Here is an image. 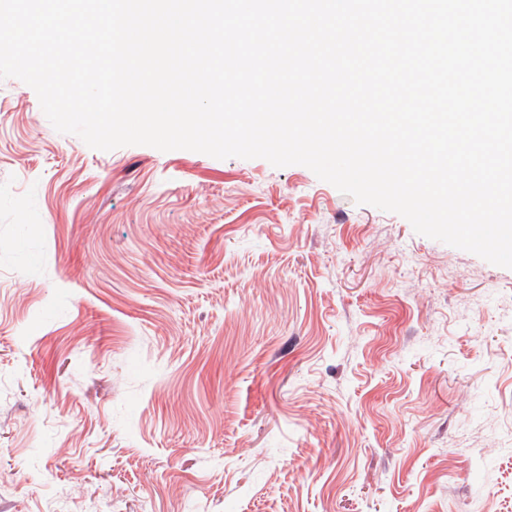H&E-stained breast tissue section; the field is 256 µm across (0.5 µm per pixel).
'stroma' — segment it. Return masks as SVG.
I'll return each mask as SVG.
<instances>
[{"label": "stroma", "mask_w": 512, "mask_h": 512, "mask_svg": "<svg viewBox=\"0 0 512 512\" xmlns=\"http://www.w3.org/2000/svg\"><path fill=\"white\" fill-rule=\"evenodd\" d=\"M103 505L512 512V269L0 80V512Z\"/></svg>", "instance_id": "stroma-1"}]
</instances>
